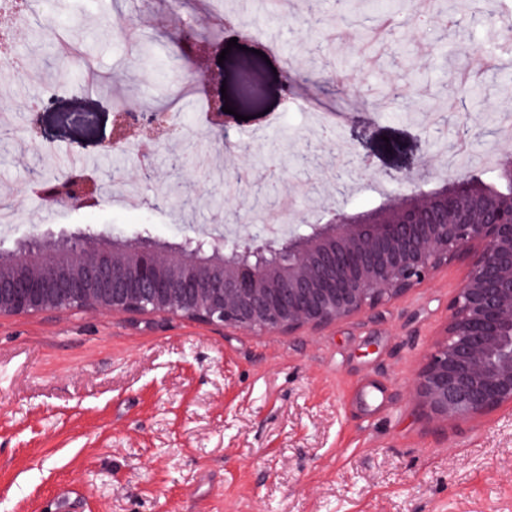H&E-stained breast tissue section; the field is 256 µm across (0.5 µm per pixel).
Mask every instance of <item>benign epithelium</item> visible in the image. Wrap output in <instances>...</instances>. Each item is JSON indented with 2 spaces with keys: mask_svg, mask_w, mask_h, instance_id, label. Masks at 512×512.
Here are the masks:
<instances>
[{
  "mask_svg": "<svg viewBox=\"0 0 512 512\" xmlns=\"http://www.w3.org/2000/svg\"><path fill=\"white\" fill-rule=\"evenodd\" d=\"M225 99L207 113L224 128ZM160 112L114 113L104 154L129 137L173 139ZM506 189L451 184L414 192L350 218L336 213L289 237L222 236L159 244L145 236L103 243L85 232L46 238L0 256V316L62 310L167 315L234 330L290 335L356 317L420 286L443 265L467 273L448 303L443 337L425 354L413 388L436 418H475L512 404V161ZM33 190L51 204L97 199L85 176Z\"/></svg>",
  "mask_w": 512,
  "mask_h": 512,
  "instance_id": "benign-epithelium-1",
  "label": "benign epithelium"
}]
</instances>
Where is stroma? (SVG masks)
<instances>
[{
	"label": "stroma",
	"instance_id": "stroma-1",
	"mask_svg": "<svg viewBox=\"0 0 512 512\" xmlns=\"http://www.w3.org/2000/svg\"><path fill=\"white\" fill-rule=\"evenodd\" d=\"M399 8L398 0H288L271 12L263 0H56L79 53L60 56L39 17L16 53L45 73L67 62L97 79L53 90L0 79V117L13 133L0 142V210L15 215L0 229V253L78 228L180 242L224 216L202 206L158 210L156 189L177 183L181 198L201 199L223 194L225 178L241 172L248 181L231 204L244 234L260 232L255 212L273 182L277 199L306 196L286 217L291 227L330 210L367 213L413 189H441L455 170L444 143L464 126L473 143L466 168L484 171L486 150L512 152L500 128L512 109V68L471 75L476 47L454 25L466 0H409L408 18L372 41L382 15ZM235 13L249 22L229 29L237 48L225 55L213 46L186 65L205 84L180 102L184 136L155 148L153 179L137 177L138 145L102 155L117 99L152 109L170 102L186 68L171 60L179 20L193 17L205 31ZM105 14L151 39L153 56L129 62L131 47L103 27ZM507 18L512 0H483L470 26L486 47L512 55ZM243 63L264 99L236 104L226 130H209L207 97ZM339 67L353 84L334 95L326 84ZM309 68L314 83L291 96L299 111L273 123L286 77ZM34 106L35 143L24 137ZM75 112L93 113L94 124H74ZM308 112L330 115L332 133L311 129ZM245 131L265 139L243 147ZM73 150L113 180L94 206H49L31 177L56 174ZM466 271L449 262L396 299L294 336L161 315L0 317V512H70L68 488L83 493L80 512H512V408L437 419L412 390Z\"/></svg>",
	"mask_w": 512,
	"mask_h": 512
}]
</instances>
